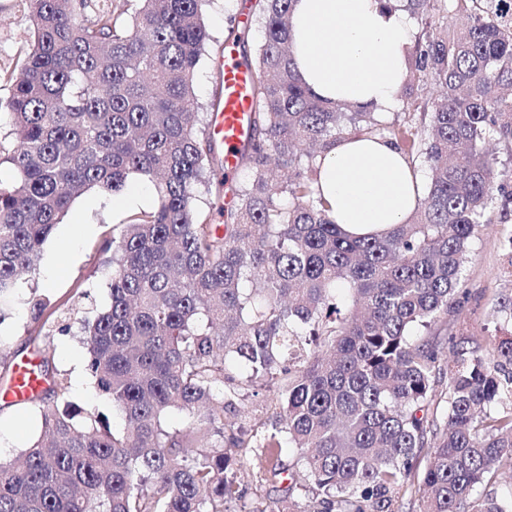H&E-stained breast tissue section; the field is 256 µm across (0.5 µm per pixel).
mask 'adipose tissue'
<instances>
[{
	"mask_svg": "<svg viewBox=\"0 0 512 512\" xmlns=\"http://www.w3.org/2000/svg\"><path fill=\"white\" fill-rule=\"evenodd\" d=\"M412 24L400 6L380 0H296L295 66L318 97L376 112L399 105L409 70ZM317 188L336 223L353 235L406 223L422 197V179L394 143L353 138L318 160Z\"/></svg>",
	"mask_w": 512,
	"mask_h": 512,
	"instance_id": "ef3b65f1",
	"label": "adipose tissue"
}]
</instances>
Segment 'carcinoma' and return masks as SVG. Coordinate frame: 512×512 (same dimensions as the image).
Listing matches in <instances>:
<instances>
[{"instance_id": "cac0c4a2", "label": "carcinoma", "mask_w": 512, "mask_h": 512, "mask_svg": "<svg viewBox=\"0 0 512 512\" xmlns=\"http://www.w3.org/2000/svg\"><path fill=\"white\" fill-rule=\"evenodd\" d=\"M31 35L0 74L10 111L0 154V296L35 270L73 201L118 196L130 175L157 204L131 213L111 253V302L80 324L86 370L121 411L120 431L33 400L42 434L0 461V512H252L239 471L312 494V512H512V329L492 358L419 332L448 322L478 228L507 219L512 172V0H405L424 20L400 95L403 117L317 97L295 72L294 0H256L247 179L226 184L194 90L213 52L212 0H22ZM440 88L427 98L419 88ZM347 137L403 146L430 183L405 224L346 234L317 196V160ZM231 207L216 205L226 192ZM445 389L438 390L443 379ZM275 384L274 431L232 432L240 381ZM187 417L170 428V412ZM299 452L298 469L281 460Z\"/></svg>"}]
</instances>
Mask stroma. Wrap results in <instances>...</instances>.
<instances>
[{
    "label": "stroma",
    "mask_w": 512,
    "mask_h": 512,
    "mask_svg": "<svg viewBox=\"0 0 512 512\" xmlns=\"http://www.w3.org/2000/svg\"><path fill=\"white\" fill-rule=\"evenodd\" d=\"M31 24L16 0H0V68L13 66L14 57L28 40ZM127 211L113 207L111 196L88 191L74 200L42 249L34 273L23 277L5 299L6 315L0 320V383L8 381L18 356L38 352L61 385L58 401H68L85 411L105 415L120 423L111 400L98 390L88 375L86 352L78 330L62 334L46 331L35 320L29 297L31 289L49 296L58 310L75 305L80 292H88L97 308L110 302L112 268L104 261L102 245L115 225L125 223ZM512 234V219L482 225L470 246L465 265L459 309L448 316V331L454 339L475 337L489 345L495 335L497 310L502 298L512 295V261L503 242ZM278 390L243 386L240 391L238 425L251 432H270L275 423ZM41 433L36 405L9 404L0 400V457L8 459L35 441ZM265 461L251 458L240 478L248 490L251 506L277 512L289 498L305 512L310 500L305 492L289 491L287 484L271 488L264 480Z\"/></svg>",
    "instance_id": "obj_1"
}]
</instances>
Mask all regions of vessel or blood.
I'll use <instances>...</instances> for the list:
<instances>
[{
	"label": "vessel or blood",
	"mask_w": 512,
	"mask_h": 512,
	"mask_svg": "<svg viewBox=\"0 0 512 512\" xmlns=\"http://www.w3.org/2000/svg\"><path fill=\"white\" fill-rule=\"evenodd\" d=\"M219 62L224 74V86L223 94L211 114V131L224 147V173L230 177L238 169L241 153L252 135L253 76L233 43H225ZM38 361V356L33 354L16 364L9 384L13 403L29 402L45 388Z\"/></svg>",
	"instance_id": "1"
}]
</instances>
